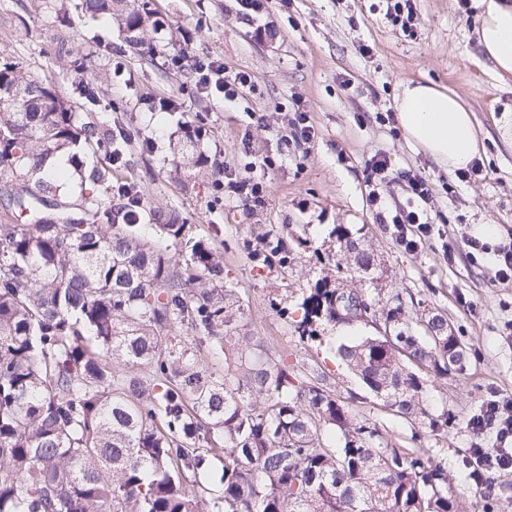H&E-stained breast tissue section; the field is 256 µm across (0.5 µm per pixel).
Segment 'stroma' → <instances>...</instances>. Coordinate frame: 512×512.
Here are the masks:
<instances>
[{
  "label": "stroma",
  "mask_w": 512,
  "mask_h": 512,
  "mask_svg": "<svg viewBox=\"0 0 512 512\" xmlns=\"http://www.w3.org/2000/svg\"><path fill=\"white\" fill-rule=\"evenodd\" d=\"M149 2L170 25L164 38L146 35L147 42L163 43L155 57L125 44L118 28L73 9L46 14L41 0H0V55L54 80L62 49L92 53L110 46L124 72L99 86L95 99L83 94L78 74L62 81L86 120L108 114L113 130L134 127L154 141L150 153L132 142L113 180L137 181L153 207L180 212L222 246L224 275L247 311V335L274 342L396 447L447 459L465 512H512V471L490 473L484 485L468 477L474 441L468 419L489 391L512 400V282L493 273L496 248L512 242V145L496 126L503 109L512 108V77L495 76L478 42L474 8L460 0H414L416 27L408 37L387 19L385 0H262L257 12L243 9L241 0ZM181 52L247 71L255 87L231 102L215 91L196 94L195 72L167 62ZM409 80L453 90L473 112L484 145L478 174L459 180L410 146L394 108L400 82ZM160 100L172 101L173 111L151 109ZM109 101L115 105L110 113L104 110ZM300 110L316 131L308 144L289 139ZM199 114L209 131L203 144L209 162L193 171L177 168L168 139ZM246 139L253 155L243 151ZM379 152L390 156L394 171L379 186L387 211L410 199L403 173L429 183L428 213L437 231L415 250L397 245L393 226L381 223L370 205L366 163ZM255 155L276 161L265 172L262 204L229 192L213 196V181L248 174ZM340 224L374 251L367 288L384 298L400 295L411 312L442 314L466 347L463 370L427 382L429 411L448 416L436 433L401 420L361 383L337 353L345 339L333 324L319 325L316 342H299L295 334L299 305L317 280L340 288L361 281L358 271L331 260L337 250L332 231ZM486 224L493 233L481 234ZM271 234L293 244L287 269L259 268L250 260V248ZM474 237L487 244L486 253L470 254L466 242ZM275 298L287 301L288 317L272 310Z\"/></svg>",
  "instance_id": "obj_1"
}]
</instances>
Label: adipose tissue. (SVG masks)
<instances>
[{"instance_id":"obj_1","label":"adipose tissue","mask_w":512,"mask_h":512,"mask_svg":"<svg viewBox=\"0 0 512 512\" xmlns=\"http://www.w3.org/2000/svg\"><path fill=\"white\" fill-rule=\"evenodd\" d=\"M477 37L498 76L512 75V0H477ZM407 141L453 173L478 155L474 115L452 90L431 83H407L395 99Z\"/></svg>"}]
</instances>
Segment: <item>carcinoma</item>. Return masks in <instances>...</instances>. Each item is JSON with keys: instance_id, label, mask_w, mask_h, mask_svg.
<instances>
[{"instance_id": "carcinoma-1", "label": "carcinoma", "mask_w": 512, "mask_h": 512, "mask_svg": "<svg viewBox=\"0 0 512 512\" xmlns=\"http://www.w3.org/2000/svg\"><path fill=\"white\" fill-rule=\"evenodd\" d=\"M72 2L129 44L161 27L146 0ZM68 55L66 71L112 81V59L91 69ZM14 87L25 96L11 102ZM205 137L201 118L171 136L177 165L205 166ZM134 140L154 149L137 129L85 120L55 81L0 57V512H462L447 461L391 445L263 338L241 334L220 248L176 210L148 208L137 183L112 185ZM58 155L65 166L42 172ZM334 235L340 261L371 269L369 248L345 227ZM254 260L288 269V240H268ZM344 296L367 318L338 314ZM301 309L303 343L325 322L383 320L382 334L339 356L402 420L439 427L423 376L466 359L448 319L420 321L397 294L325 279ZM183 329L231 355L224 371L176 341ZM215 461L217 490L199 481Z\"/></svg>"}]
</instances>
